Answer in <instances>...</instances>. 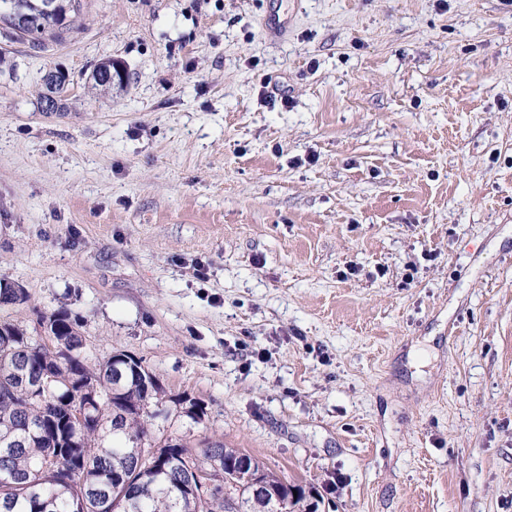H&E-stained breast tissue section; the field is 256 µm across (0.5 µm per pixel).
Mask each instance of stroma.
I'll return each instance as SVG.
<instances>
[{"label":"stroma","instance_id":"stroma-1","mask_svg":"<svg viewBox=\"0 0 512 512\" xmlns=\"http://www.w3.org/2000/svg\"><path fill=\"white\" fill-rule=\"evenodd\" d=\"M1 51L0 319L67 307L318 512H512V0H84ZM61 5L60 13L55 17L41 19L35 17L31 21V27L23 34L12 36H29L37 42V46L44 45L46 40H58L63 34L72 31L76 27L82 10V0H57Z\"/></svg>","mask_w":512,"mask_h":512}]
</instances>
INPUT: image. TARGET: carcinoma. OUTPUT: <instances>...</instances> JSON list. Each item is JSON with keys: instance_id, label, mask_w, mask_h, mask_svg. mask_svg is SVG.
<instances>
[{"instance_id": "1", "label": "carcinoma", "mask_w": 512, "mask_h": 512, "mask_svg": "<svg viewBox=\"0 0 512 512\" xmlns=\"http://www.w3.org/2000/svg\"><path fill=\"white\" fill-rule=\"evenodd\" d=\"M58 3L57 16L36 17L24 32L39 46L76 27L82 0ZM40 5L0 0V24ZM110 69V60L96 67L93 88H112ZM26 299L25 289L0 285V306ZM38 326L49 341L0 320V512H313V492L251 455L266 498L238 479L224 482L222 497L185 490L190 471L222 468L244 452L156 436L152 422L175 400L143 360L129 370L126 351L92 366L80 352L62 354L81 343V322L65 307L38 316Z\"/></svg>"}]
</instances>
